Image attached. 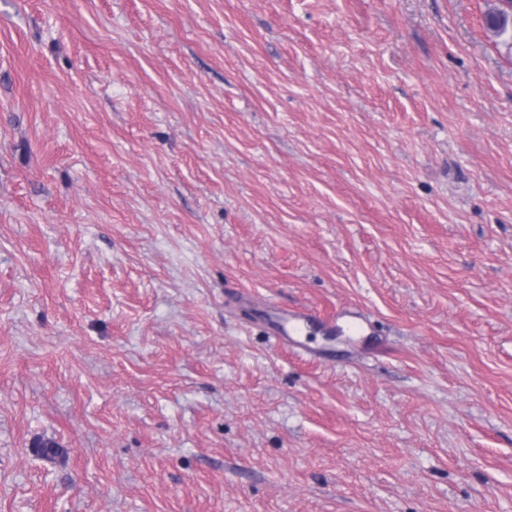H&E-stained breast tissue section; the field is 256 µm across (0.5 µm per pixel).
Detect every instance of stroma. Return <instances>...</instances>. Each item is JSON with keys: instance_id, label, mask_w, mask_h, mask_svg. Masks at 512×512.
<instances>
[{"instance_id": "35a3bbf8", "label": "stroma", "mask_w": 512, "mask_h": 512, "mask_svg": "<svg viewBox=\"0 0 512 512\" xmlns=\"http://www.w3.org/2000/svg\"><path fill=\"white\" fill-rule=\"evenodd\" d=\"M500 5L0 0V512H512ZM311 319H314V314L309 310L291 312H288V309L278 310L275 313L271 333L279 343L290 341L298 346V341L293 336L300 331L302 324Z\"/></svg>"}]
</instances>
